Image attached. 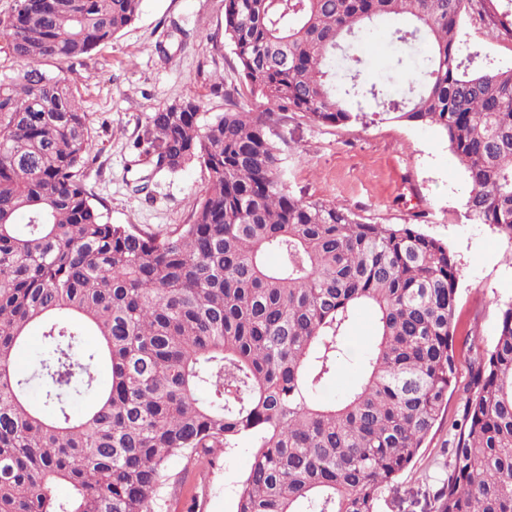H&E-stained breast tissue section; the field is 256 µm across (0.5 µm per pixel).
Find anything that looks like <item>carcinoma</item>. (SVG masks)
Returning a JSON list of instances; mask_svg holds the SVG:
<instances>
[{"mask_svg":"<svg viewBox=\"0 0 512 512\" xmlns=\"http://www.w3.org/2000/svg\"><path fill=\"white\" fill-rule=\"evenodd\" d=\"M141 2L15 0L0 17L17 63L0 76V512H162L172 459L212 463L244 438L237 512H378L455 390L471 338L459 268L414 224L291 195L278 129L435 126L464 169L470 219L512 240V68L460 54L469 0H224L240 82L264 108L235 89L210 117L194 99L151 113L149 175L200 166L208 183L190 223L147 233L104 219L78 89L42 68L82 64ZM390 22L392 42L418 49L377 74L362 46ZM365 307L375 330L357 379L326 399ZM36 325L33 404L14 356ZM456 428L436 512H512L511 303Z\"/></svg>","mask_w":512,"mask_h":512,"instance_id":"1","label":"carcinoma"}]
</instances>
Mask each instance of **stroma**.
Here are the masks:
<instances>
[{
    "label": "stroma",
    "mask_w": 512,
    "mask_h": 512,
    "mask_svg": "<svg viewBox=\"0 0 512 512\" xmlns=\"http://www.w3.org/2000/svg\"><path fill=\"white\" fill-rule=\"evenodd\" d=\"M165 45L159 56L157 45ZM460 45L479 51L485 64L512 67V37L495 29L490 9L473 0L462 20ZM48 70L75 83L88 114L91 142L87 187L109 222L161 234L189 223L208 175L194 166L147 177L138 165L140 143L150 136L152 112L182 99L215 115L224 93L239 87L235 56L224 38V0H142L138 18L83 65L46 61ZM223 76V90L213 87ZM288 142V189L307 201L334 202L370 224H415L445 244L460 270L458 313L473 328L471 351L459 353L457 388L413 465L387 488L379 512H435L433 495L448 478L449 449L464 390L479 357L490 350L499 312L512 303V241L468 217L464 170L434 127L374 120L346 127L315 126L294 118L281 130ZM144 191H136L139 178ZM372 331L360 313L348 333L344 361L326 396L345 392L357 377L354 360ZM250 441L214 464L173 459L163 512H236L251 463Z\"/></svg>",
    "instance_id": "1"
}]
</instances>
